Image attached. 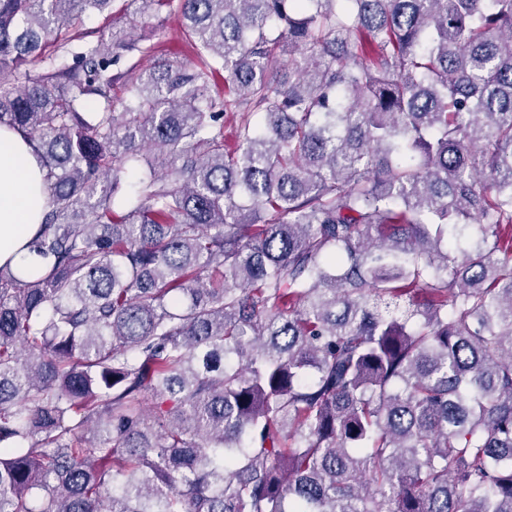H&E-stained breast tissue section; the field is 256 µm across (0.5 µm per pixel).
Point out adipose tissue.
<instances>
[{"label":"adipose tissue","mask_w":512,"mask_h":512,"mask_svg":"<svg viewBox=\"0 0 512 512\" xmlns=\"http://www.w3.org/2000/svg\"><path fill=\"white\" fill-rule=\"evenodd\" d=\"M44 173L33 143L0 128V265L36 264L27 244L47 205Z\"/></svg>","instance_id":"adipose-tissue-1"}]
</instances>
